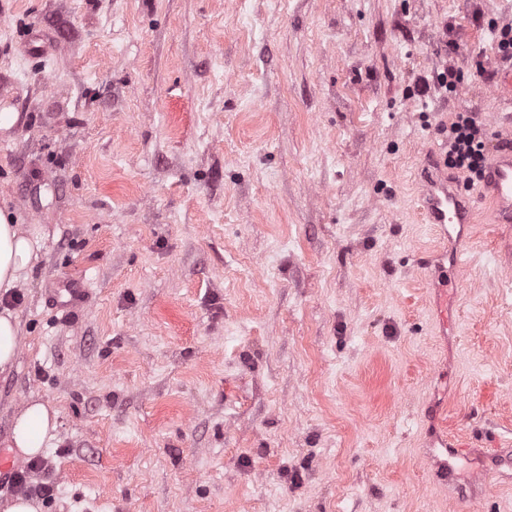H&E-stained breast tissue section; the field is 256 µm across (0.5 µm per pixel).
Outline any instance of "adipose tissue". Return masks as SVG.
Listing matches in <instances>:
<instances>
[{"instance_id": "obj_1", "label": "adipose tissue", "mask_w": 512, "mask_h": 512, "mask_svg": "<svg viewBox=\"0 0 512 512\" xmlns=\"http://www.w3.org/2000/svg\"><path fill=\"white\" fill-rule=\"evenodd\" d=\"M38 241L22 225L13 223L7 212L0 210V291L15 289L32 267ZM59 414L42 401L31 398L14 416L11 446L27 459L42 454L46 442L55 438Z\"/></svg>"}]
</instances>
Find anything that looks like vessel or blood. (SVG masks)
Masks as SVG:
<instances>
[{"label": "vessel or blood", "mask_w": 512, "mask_h": 512, "mask_svg": "<svg viewBox=\"0 0 512 512\" xmlns=\"http://www.w3.org/2000/svg\"><path fill=\"white\" fill-rule=\"evenodd\" d=\"M483 184L495 221L499 224L512 223V151H499L493 154L488 165ZM422 210L428 223L433 224L446 249L442 254L450 264L452 274L446 278H435L432 287L434 303L437 307L440 329L448 327V295L458 285L455 276L461 265L463 249L461 237L452 233L453 228L467 229L475 219L476 200L464 194L458 182L450 180L447 174L435 170L425 172L421 187ZM460 444L448 443L439 439L432 446L429 457L438 474L448 479L449 494H456L457 488L451 483L455 471V459L465 456Z\"/></svg>", "instance_id": "vessel-or-blood-1"}]
</instances>
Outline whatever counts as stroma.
Returning <instances> with one entry per match:
<instances>
[{
    "instance_id": "1",
    "label": "stroma",
    "mask_w": 512,
    "mask_h": 512,
    "mask_svg": "<svg viewBox=\"0 0 512 512\" xmlns=\"http://www.w3.org/2000/svg\"><path fill=\"white\" fill-rule=\"evenodd\" d=\"M490 19L512 0H0V209L40 237L0 450L58 410L43 512H512V224L480 205L443 336L419 213L455 113L512 146L467 72ZM437 430L487 435L463 498ZM58 420L56 410L42 401L29 398L13 417L10 447L26 459L42 455L45 443L56 436ZM436 443L430 448L428 458L431 459L433 467L437 470V474L448 479V495L454 496L458 491L457 487L452 481L455 471V462L458 457H464L470 452L478 451L476 448H461L460 443L448 444V437H440ZM450 459H453L450 461Z\"/></svg>"
}]
</instances>
